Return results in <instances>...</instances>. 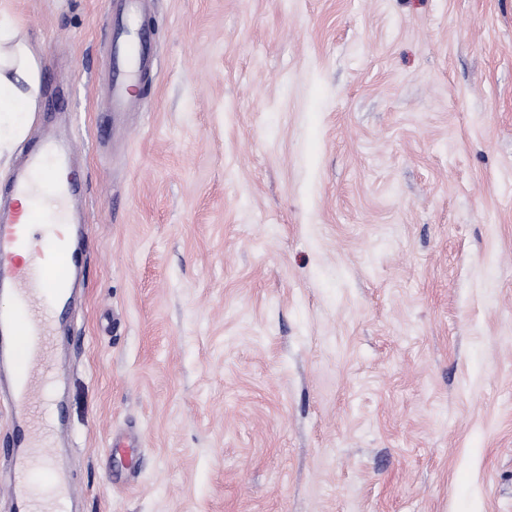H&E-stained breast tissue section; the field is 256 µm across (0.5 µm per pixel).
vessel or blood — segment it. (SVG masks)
Instances as JSON below:
<instances>
[{
	"instance_id": "b4317fda",
	"label": "vessel or blood",
	"mask_w": 512,
	"mask_h": 512,
	"mask_svg": "<svg viewBox=\"0 0 512 512\" xmlns=\"http://www.w3.org/2000/svg\"><path fill=\"white\" fill-rule=\"evenodd\" d=\"M132 55L140 65L150 63L147 32L116 45L106 111L123 112L135 102L136 83L127 65ZM76 151L74 137L46 133L16 173L8 196L0 197V294L11 300L0 307V364L11 380L9 402L16 434L5 452L19 467L11 487L16 512H37L26 489L29 467H37L43 485H51L56 476L54 457L34 445V393L49 366L54 329L71 310L73 272L83 262L70 214L71 199L81 190L70 179L69 161ZM45 193L59 199L56 216H46L40 207Z\"/></svg>"
}]
</instances>
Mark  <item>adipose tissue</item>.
<instances>
[{
    "mask_svg": "<svg viewBox=\"0 0 512 512\" xmlns=\"http://www.w3.org/2000/svg\"><path fill=\"white\" fill-rule=\"evenodd\" d=\"M14 38L10 17L0 12V146L23 136V114L34 111L40 92V64Z\"/></svg>",
    "mask_w": 512,
    "mask_h": 512,
    "instance_id": "1",
    "label": "adipose tissue"
}]
</instances>
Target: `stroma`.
I'll return each mask as SVG.
<instances>
[{"mask_svg":"<svg viewBox=\"0 0 512 512\" xmlns=\"http://www.w3.org/2000/svg\"><path fill=\"white\" fill-rule=\"evenodd\" d=\"M0 0L80 115L81 512H512V0ZM135 463L110 457L117 436ZM130 19L124 27L126 39L121 44H116L112 67L110 72L109 92L104 102L107 112H125L135 103L136 83L130 75L127 59L135 52L138 63L145 67L151 62L149 37L146 29L132 42L129 36Z\"/></svg>","mask_w":512,"mask_h":512,"instance_id":"1","label":"stroma"}]
</instances>
